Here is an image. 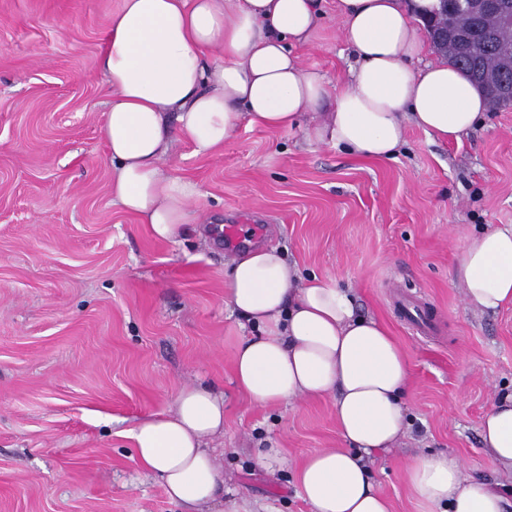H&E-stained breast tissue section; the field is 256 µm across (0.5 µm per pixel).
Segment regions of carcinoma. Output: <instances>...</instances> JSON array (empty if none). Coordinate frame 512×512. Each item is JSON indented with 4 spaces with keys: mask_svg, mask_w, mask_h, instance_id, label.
I'll list each match as a JSON object with an SVG mask.
<instances>
[{
    "mask_svg": "<svg viewBox=\"0 0 512 512\" xmlns=\"http://www.w3.org/2000/svg\"><path fill=\"white\" fill-rule=\"evenodd\" d=\"M446 37L438 48L454 65L482 87L492 107L512 108V30L452 7L438 13Z\"/></svg>",
    "mask_w": 512,
    "mask_h": 512,
    "instance_id": "cac0c4a2",
    "label": "carcinoma"
}]
</instances>
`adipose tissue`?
Returning a JSON list of instances; mask_svg holds the SVG:
<instances>
[{
    "mask_svg": "<svg viewBox=\"0 0 512 512\" xmlns=\"http://www.w3.org/2000/svg\"><path fill=\"white\" fill-rule=\"evenodd\" d=\"M439 0H336L352 57L329 93L325 75L294 53L313 44L319 0H122L99 56L109 87L103 137L113 203L168 241L191 221L201 191L163 162L180 141L206 155L241 124L303 127L308 141L358 157L394 158L405 122L461 141L489 108L482 91L445 59H423L425 20ZM453 280L468 308L512 305V224L465 237ZM228 304L259 333L239 345L234 383L252 403L334 399L346 445L308 456L295 471L313 512H390L373 483V453L404 434L408 360L387 327L356 316L335 284L302 278L275 246L235 255ZM224 432V394L181 389L164 413L128 432L140 467L171 501L206 512L224 492V471L205 444ZM490 469L512 474V397L480 426ZM404 479L421 512H512L498 482L465 475L446 455L406 463Z\"/></svg>",
    "mask_w": 512,
    "mask_h": 512,
    "instance_id": "1",
    "label": "adipose tissue"
}]
</instances>
